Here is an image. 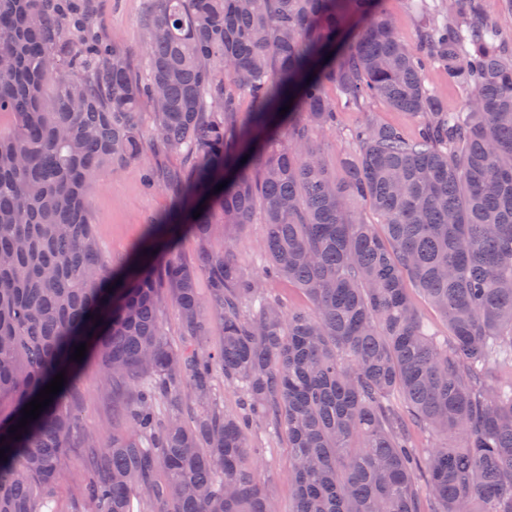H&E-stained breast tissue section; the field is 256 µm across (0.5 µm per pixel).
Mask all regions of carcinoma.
Returning <instances> with one entry per match:
<instances>
[{
  "label": "carcinoma",
  "mask_w": 512,
  "mask_h": 512,
  "mask_svg": "<svg viewBox=\"0 0 512 512\" xmlns=\"http://www.w3.org/2000/svg\"><path fill=\"white\" fill-rule=\"evenodd\" d=\"M146 2L142 77L94 33L91 0H0V115L14 117L0 127V512H43L72 448L85 451L75 483L87 508L75 512H130L136 490L149 512H278L251 455L266 420L288 433L294 512H419L420 477L434 512H512V380L496 376L512 370V42L484 0H448L441 21L420 19L414 46L383 0ZM432 63L471 86L462 110L426 87ZM328 84L363 110L408 113L418 135L368 118L337 175L319 140L336 127ZM145 100L155 151L178 157L148 171L172 208L114 268L88 191L144 161ZM352 199L380 225L355 219ZM257 211L270 273L312 308L243 309L263 281L209 241ZM187 235L193 264L176 254ZM409 283L446 339L424 329ZM169 303L178 351L162 328ZM209 311L216 355L203 347ZM88 361L105 390L134 386L109 438L70 403ZM218 370L244 414L215 404ZM61 372L62 390L15 438ZM394 391L401 414L385 404ZM412 426L433 436L420 459Z\"/></svg>",
  "instance_id": "1"
}]
</instances>
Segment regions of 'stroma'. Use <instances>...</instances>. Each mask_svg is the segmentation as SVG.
I'll list each match as a JSON object with an SVG mask.
<instances>
[{"instance_id": "1", "label": "stroma", "mask_w": 512, "mask_h": 512, "mask_svg": "<svg viewBox=\"0 0 512 512\" xmlns=\"http://www.w3.org/2000/svg\"><path fill=\"white\" fill-rule=\"evenodd\" d=\"M441 0H383L384 10L395 22L400 37L409 44L418 38V15L440 11ZM145 0H92V9L99 36L114 40L130 57L137 71L146 68L143 15ZM328 96L338 110V126L323 136V159L333 170H340L342 158L353 151L350 133L354 126L374 116L381 122L401 127L406 133L417 130V122L402 112L389 109L384 103L372 102L367 111L347 104L335 87H328ZM94 230L103 256L112 265L123 264L148 230L149 224L164 216L171 208V199L164 192L148 189L144 166L132 163L117 171H107L92 187L89 195ZM265 226L260 216L251 223L228 228L210 241L212 249L231 244L241 269L253 277H263L269 266L264 244ZM132 394L123 388L114 395H103L99 389L98 369L88 364L75 386L71 401L86 427L111 435L113 427L124 425V404ZM252 444L262 478L268 480L279 512H292L294 502L288 478V440L274 422L261 423L255 430Z\"/></svg>"}]
</instances>
